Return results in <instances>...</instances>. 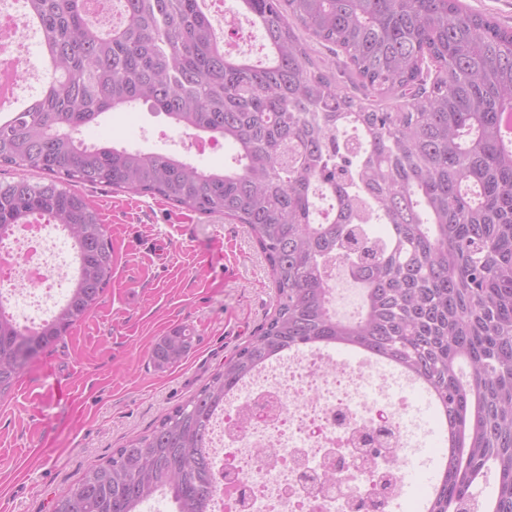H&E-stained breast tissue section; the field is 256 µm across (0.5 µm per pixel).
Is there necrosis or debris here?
Returning a JSON list of instances; mask_svg holds the SVG:
<instances>
[{"mask_svg":"<svg viewBox=\"0 0 512 512\" xmlns=\"http://www.w3.org/2000/svg\"><path fill=\"white\" fill-rule=\"evenodd\" d=\"M23 8L0 5V74L14 90L48 73L29 48ZM73 253L61 227L38 219L0 238V303L33 326L65 303ZM405 399L372 367L334 363L325 350L282 356L260 367L216 417L210 437L217 494L210 512H373L397 499L412 465ZM342 462L325 484L328 455Z\"/></svg>","mask_w":512,"mask_h":512,"instance_id":"1","label":"necrosis or debris"}]
</instances>
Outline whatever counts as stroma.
I'll list each match as a JSON object with an SVG mask.
<instances>
[{
    "mask_svg": "<svg viewBox=\"0 0 512 512\" xmlns=\"http://www.w3.org/2000/svg\"><path fill=\"white\" fill-rule=\"evenodd\" d=\"M82 136L170 152L176 129L140 106L106 114ZM80 191L111 235L112 281L0 403V512H52L89 463L186 401L274 311L270 269L246 225L109 187ZM182 325L194 332L192 350L156 370L152 345ZM65 383L73 395L62 400Z\"/></svg>",
    "mask_w": 512,
    "mask_h": 512,
    "instance_id": "1",
    "label": "stroma"
}]
</instances>
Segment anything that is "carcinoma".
<instances>
[{
	"label": "carcinoma",
	"instance_id": "carcinoma-1",
	"mask_svg": "<svg viewBox=\"0 0 512 512\" xmlns=\"http://www.w3.org/2000/svg\"><path fill=\"white\" fill-rule=\"evenodd\" d=\"M236 2L262 31L263 60L227 51L199 0H121L125 22L110 31L87 0H27L49 78L0 124V167L17 171L0 181V236L44 216L67 232L77 268L51 321L28 328L0 311V401L112 281L108 229L74 183L247 225L276 288L275 314L224 367L89 464L52 512H138L158 492L176 512H209L224 401L270 360L336 346L396 365L443 404L455 449L430 512H512V28L461 0ZM137 103L232 144L237 166L81 138ZM337 268L363 289L353 318L333 304ZM192 345L175 328L150 361L177 366ZM491 469L478 501L473 480Z\"/></svg>",
	"mask_w": 512,
	"mask_h": 512
}]
</instances>
